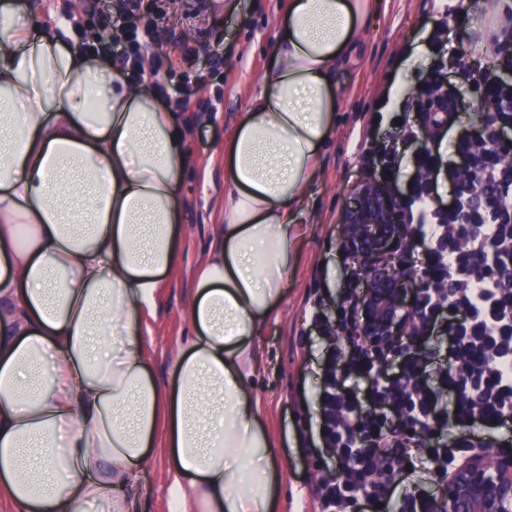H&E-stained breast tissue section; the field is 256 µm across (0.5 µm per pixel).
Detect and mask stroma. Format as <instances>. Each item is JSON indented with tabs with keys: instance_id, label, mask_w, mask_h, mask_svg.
Masks as SVG:
<instances>
[{
	"instance_id": "stroma-1",
	"label": "stroma",
	"mask_w": 512,
	"mask_h": 512,
	"mask_svg": "<svg viewBox=\"0 0 512 512\" xmlns=\"http://www.w3.org/2000/svg\"><path fill=\"white\" fill-rule=\"evenodd\" d=\"M221 13L196 10L185 0H169L158 27L161 101L180 97L181 72L199 75L201 92H189L180 114L187 129V162L179 201L185 222L178 239V262L157 295V310L141 323L143 341L153 357V375L170 381L171 362L189 333L187 303L193 292L191 272L205 256L212 227L222 220L224 147L244 119L271 67L278 33L290 0H223ZM455 0H374L360 36L355 63L340 69L334 82L338 104L334 129L320 150L314 179L301 217L303 232L294 244L284 298L262 327L254 344L261 367L253 378L261 399V423L279 446L284 473L280 512H313L311 485L327 474L315 462L301 433L313 412L316 393L332 339L309 335L303 319L306 300L344 286L342 216L355 187L370 174L357 156L372 113L390 104L391 90L407 95L426 74L431 58L421 35L440 18L448 20V40L465 46L469 29L455 16ZM196 47L199 60L182 59L174 38ZM167 460L150 451L140 471L142 512H174L167 492Z\"/></svg>"
}]
</instances>
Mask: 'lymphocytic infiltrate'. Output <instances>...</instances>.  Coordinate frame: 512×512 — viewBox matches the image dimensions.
<instances>
[{
	"mask_svg": "<svg viewBox=\"0 0 512 512\" xmlns=\"http://www.w3.org/2000/svg\"><path fill=\"white\" fill-rule=\"evenodd\" d=\"M112 10L106 18L112 62L132 80L143 79L155 19L142 0H112ZM498 43L491 24H484L469 45L481 61L468 64L434 30L427 80L401 103L404 119L362 156L389 181L406 159L400 145L411 147L410 250L438 287L428 291L427 314L415 328L425 346L420 356L397 347L377 351L353 335L357 274L346 281L337 317L327 314L330 295L312 302L313 328L336 339L339 350L324 367L314 398L316 429L304 442L311 453L358 462L313 486L318 512H430L432 496L423 483L441 485L450 469L484 446L485 434L512 425V223L498 219L501 209H512V166L478 154L457 104L459 87L476 88L496 109L493 129L512 128V58L499 55ZM434 95L438 109H422V100ZM423 129L431 131L432 144L414 149ZM465 162L477 165L481 181L496 191L473 208L468 226L454 214L469 197L460 181ZM443 186L451 203L439 194ZM446 286L452 296L443 294Z\"/></svg>",
	"mask_w": 512,
	"mask_h": 512,
	"instance_id": "f902f5d3",
	"label": "lymphocytic infiltrate"
}]
</instances>
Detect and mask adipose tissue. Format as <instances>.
Wrapping results in <instances>:
<instances>
[{
	"label": "adipose tissue",
	"mask_w": 512,
	"mask_h": 512,
	"mask_svg": "<svg viewBox=\"0 0 512 512\" xmlns=\"http://www.w3.org/2000/svg\"><path fill=\"white\" fill-rule=\"evenodd\" d=\"M371 0H291L224 149L223 223L169 384L141 321L178 259L186 143L150 81L0 0V496L15 512H140L163 445L187 512H278L253 339L284 296L297 223Z\"/></svg>",
	"instance_id": "obj_1"
}]
</instances>
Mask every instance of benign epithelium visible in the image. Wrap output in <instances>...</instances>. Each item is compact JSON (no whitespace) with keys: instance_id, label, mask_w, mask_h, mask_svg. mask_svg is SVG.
I'll return each mask as SVG.
<instances>
[{"instance_id":"1","label":"benign epithelium","mask_w":512,"mask_h":512,"mask_svg":"<svg viewBox=\"0 0 512 512\" xmlns=\"http://www.w3.org/2000/svg\"><path fill=\"white\" fill-rule=\"evenodd\" d=\"M492 119L484 105L471 114L472 131L483 144V152L512 157V139L490 137L486 129ZM461 175L478 190L470 195L469 206L457 211V223H469V210L491 196L480 184L477 171L466 165ZM406 210L394 190L375 179H367L353 191V203L343 214L347 228L344 247L358 258L361 286L353 312L358 332L382 346L399 344L410 356H420L425 348L415 338L414 328L423 318L422 305L404 296L413 285L421 293L434 287L422 268L404 267L397 250L406 243ZM431 512H512V456L490 458L473 452L448 475V481L431 502Z\"/></svg>"}]
</instances>
